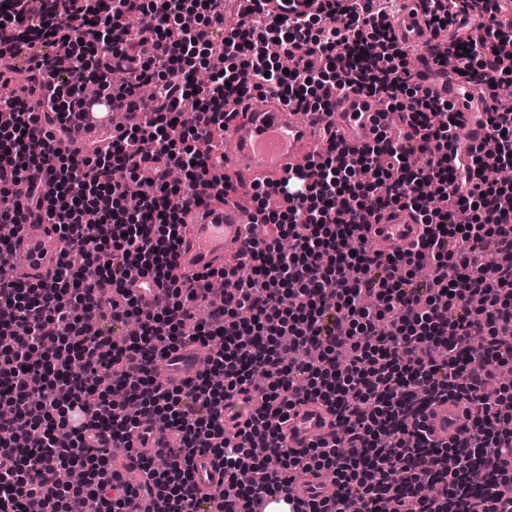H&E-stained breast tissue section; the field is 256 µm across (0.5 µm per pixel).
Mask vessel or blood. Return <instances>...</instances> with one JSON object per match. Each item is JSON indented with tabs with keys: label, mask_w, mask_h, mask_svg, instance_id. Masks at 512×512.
Segmentation results:
<instances>
[{
	"label": "vessel or blood",
	"mask_w": 512,
	"mask_h": 512,
	"mask_svg": "<svg viewBox=\"0 0 512 512\" xmlns=\"http://www.w3.org/2000/svg\"><path fill=\"white\" fill-rule=\"evenodd\" d=\"M321 0H267L265 11L270 16L287 12L314 14L321 8ZM420 17L406 10L394 24L399 41L420 44L424 59L417 66V82L434 98L451 102L464 116V135L482 141L485 130L480 122L490 106V98L479 86L464 81L452 66L439 64L452 41L447 35L428 40L420 34ZM224 140L229 148L224 153L221 173H241L254 179L283 178L305 165L311 146L324 130L336 132L353 148L360 149L372 143L377 133L379 115L371 99L358 95H340L331 115L318 116L316 122L301 120L292 108L277 105L267 109L244 111L241 104L228 107ZM111 100H101L97 109H89L82 117L83 138H93L98 129L115 121ZM194 219L175 267L179 278L193 277L215 266L232 270L244 259L252 244L246 232L253 212L248 205L244 186L229 192L223 202L194 208ZM423 232L415 215L398 207L388 209L365 225L364 235L379 250L395 254L409 249ZM14 249L25 259L27 276L33 280L45 278L60 251L59 243L49 228L39 232L22 230L14 238ZM206 348L181 347L169 352L162 364L163 377L173 383L195 379L207 361ZM428 422L438 438H446L460 428L465 418L456 402L448 401L433 407ZM285 442L291 448H305L328 430L325 411L316 404L300 407L297 414L283 425ZM174 436H159L156 424L143 421L133 438L139 454L153 457L159 449L175 447ZM195 481L200 495H209L222 483L224 473L212 458L201 457L195 463ZM334 488L326 476L309 477L296 483L294 496L308 499L328 497Z\"/></svg>",
	"instance_id": "obj_1"
}]
</instances>
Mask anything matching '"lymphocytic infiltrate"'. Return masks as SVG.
Returning a JSON list of instances; mask_svg holds the SVG:
<instances>
[{"label":"lymphocytic infiltrate","mask_w":512,"mask_h":512,"mask_svg":"<svg viewBox=\"0 0 512 512\" xmlns=\"http://www.w3.org/2000/svg\"><path fill=\"white\" fill-rule=\"evenodd\" d=\"M0 9V83L12 60L35 63L19 93L0 101V222L22 226L43 215L67 247L47 278L29 284L0 265V383L13 406L0 429V512H127L132 499H159L163 512H200L194 461L213 457L224 470L225 508L254 512L262 497L287 490L297 474H326L334 497L297 500L293 512H512V387L499 381L512 364V267L483 251L512 252V111L489 107L483 127L493 164L469 145L461 171L444 150L464 126L454 105L431 98L415 80L418 57L398 43L392 20L401 0H323L319 13L275 20L261 0L240 6L237 28L224 23V0H4ZM432 34L461 49L454 67L489 87H512V12L504 0H419ZM100 47L96 62L76 52ZM156 54H148V47ZM223 57L225 67L196 80L187 58ZM122 69L128 78L112 79ZM94 76L102 96L126 99L115 132L55 152L42 127L77 138L87 99L80 79ZM338 93L382 105L385 124L372 144L350 149L328 134L307 165L254 192L265 237L255 238L221 306L195 318L211 274L172 273L190 206L223 200L232 179L209 172L224 161L223 112L198 109L196 97L275 98L306 114L331 112ZM206 153L178 148L185 137ZM129 172L112 181L113 166ZM179 167L183 178L166 174ZM61 196L46 202L39 181ZM136 195L143 221L112 203ZM400 207L424 229L412 251L383 254L367 246L362 224ZM95 212L111 241L86 231ZM159 288L142 308L131 286ZM208 346L195 380L159 381L169 350ZM259 392L262 404L237 432L228 401ZM426 406L462 402L467 425L436 443ZM306 403L324 406L334 430L310 448L283 443L281 425ZM178 438L161 449L162 465L144 463L146 482L128 484L112 450L128 447L143 418ZM489 478L472 495L468 476Z\"/></svg>","instance_id":"f902f5d3"}]
</instances>
